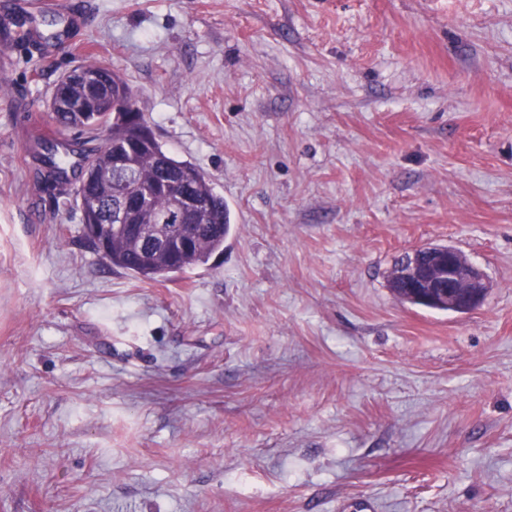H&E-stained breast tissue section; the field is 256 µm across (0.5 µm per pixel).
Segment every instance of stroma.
I'll use <instances>...</instances> for the list:
<instances>
[{
	"mask_svg": "<svg viewBox=\"0 0 512 512\" xmlns=\"http://www.w3.org/2000/svg\"><path fill=\"white\" fill-rule=\"evenodd\" d=\"M0 33V512H512V0H70ZM92 59L204 171L223 253L147 281L41 179ZM460 250L478 309L398 300Z\"/></svg>",
	"mask_w": 512,
	"mask_h": 512,
	"instance_id": "stroma-1",
	"label": "stroma"
}]
</instances>
